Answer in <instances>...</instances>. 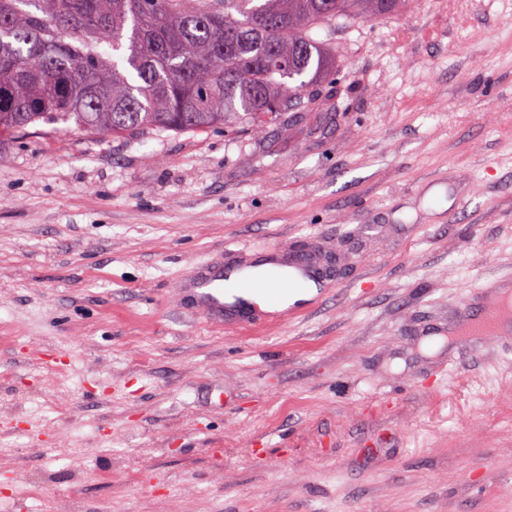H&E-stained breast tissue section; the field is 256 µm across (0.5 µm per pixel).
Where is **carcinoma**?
<instances>
[{"mask_svg": "<svg viewBox=\"0 0 512 512\" xmlns=\"http://www.w3.org/2000/svg\"><path fill=\"white\" fill-rule=\"evenodd\" d=\"M405 2L0 0V140L259 128L334 75L313 28Z\"/></svg>", "mask_w": 512, "mask_h": 512, "instance_id": "carcinoma-1", "label": "carcinoma"}]
</instances>
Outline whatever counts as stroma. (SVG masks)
I'll return each mask as SVG.
<instances>
[{"label":"stroma","mask_w":512,"mask_h":512,"mask_svg":"<svg viewBox=\"0 0 512 512\" xmlns=\"http://www.w3.org/2000/svg\"><path fill=\"white\" fill-rule=\"evenodd\" d=\"M261 131L0 141V512H512V0L312 29ZM312 300L215 320L195 268L302 243ZM443 335L434 353L423 338ZM508 328L512 330L511 294L488 305L485 319L475 327V332L483 336H501Z\"/></svg>","instance_id":"35a3bbf8"}]
</instances>
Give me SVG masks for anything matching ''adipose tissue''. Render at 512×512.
<instances>
[{
    "instance_id": "adipose-tissue-1",
    "label": "adipose tissue",
    "mask_w": 512,
    "mask_h": 512,
    "mask_svg": "<svg viewBox=\"0 0 512 512\" xmlns=\"http://www.w3.org/2000/svg\"><path fill=\"white\" fill-rule=\"evenodd\" d=\"M288 277L287 268L272 264H262L236 275L237 280L241 282L262 284V291L248 293L247 298L265 310L270 308L282 310L296 303L311 300L317 295L318 286L313 282L286 293L282 292L281 287Z\"/></svg>"
}]
</instances>
